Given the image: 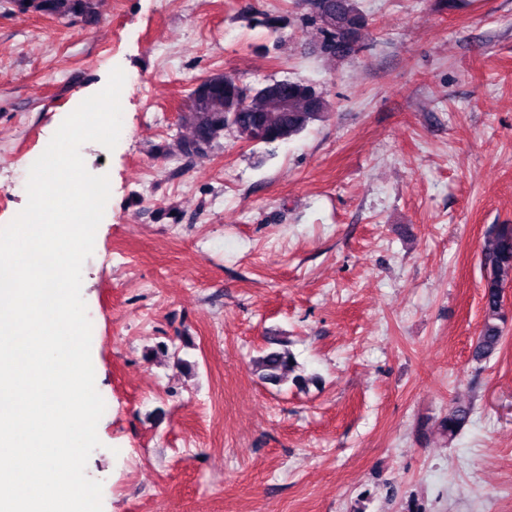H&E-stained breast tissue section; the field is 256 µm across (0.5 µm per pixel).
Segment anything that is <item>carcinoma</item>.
I'll return each instance as SVG.
<instances>
[{"label": "carcinoma", "mask_w": 512, "mask_h": 512, "mask_svg": "<svg viewBox=\"0 0 512 512\" xmlns=\"http://www.w3.org/2000/svg\"><path fill=\"white\" fill-rule=\"evenodd\" d=\"M46 12L59 19L98 15V0H43ZM314 9L308 20L317 25L321 52L331 57H345L356 50L359 31L365 19L353 0H307ZM223 112L204 114L188 111L181 119L177 151L191 156L190 147L203 143L213 146L224 128L253 143L273 144L287 141L307 126L324 118L327 102L314 86L299 80L273 81L260 88H249L231 79L224 84ZM481 255L486 275L483 289V322L472 357L476 361L490 358L502 344L506 314L503 288L512 281V224H495L485 234ZM261 381L279 385L292 379L304 388L308 379L296 373L297 361L285 342L279 348L253 359ZM472 410L456 405L436 421L437 434L451 442L470 422Z\"/></svg>", "instance_id": "obj_1"}]
</instances>
